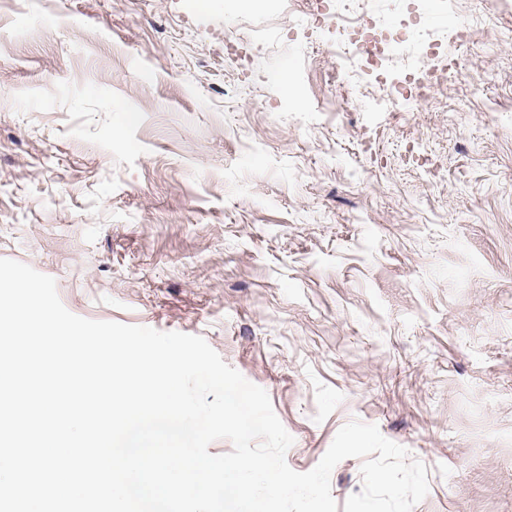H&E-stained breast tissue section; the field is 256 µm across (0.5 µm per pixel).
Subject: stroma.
Segmentation results:
<instances>
[{
  "mask_svg": "<svg viewBox=\"0 0 512 512\" xmlns=\"http://www.w3.org/2000/svg\"><path fill=\"white\" fill-rule=\"evenodd\" d=\"M313 2L0 0V258L203 337L294 471L357 419L426 465L413 512H512V12L374 0L403 45L356 93Z\"/></svg>",
  "mask_w": 512,
  "mask_h": 512,
  "instance_id": "obj_1",
  "label": "stroma"
}]
</instances>
